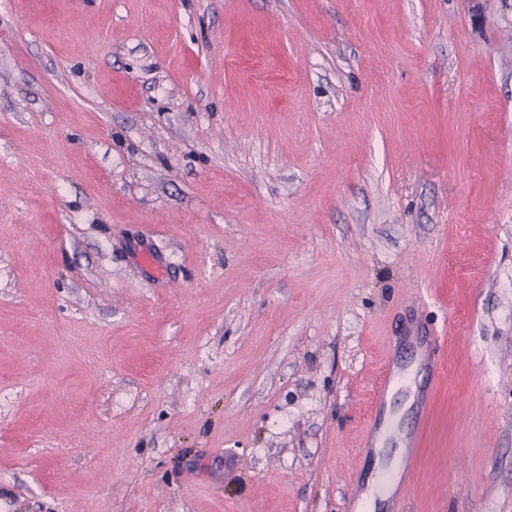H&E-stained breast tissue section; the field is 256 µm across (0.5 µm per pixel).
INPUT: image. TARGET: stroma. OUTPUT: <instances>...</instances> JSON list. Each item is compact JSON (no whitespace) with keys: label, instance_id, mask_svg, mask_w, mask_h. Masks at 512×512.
I'll use <instances>...</instances> for the list:
<instances>
[{"label":"stroma","instance_id":"1","mask_svg":"<svg viewBox=\"0 0 512 512\" xmlns=\"http://www.w3.org/2000/svg\"><path fill=\"white\" fill-rule=\"evenodd\" d=\"M390 361L512 512V0H0V512H344Z\"/></svg>","mask_w":512,"mask_h":512}]
</instances>
